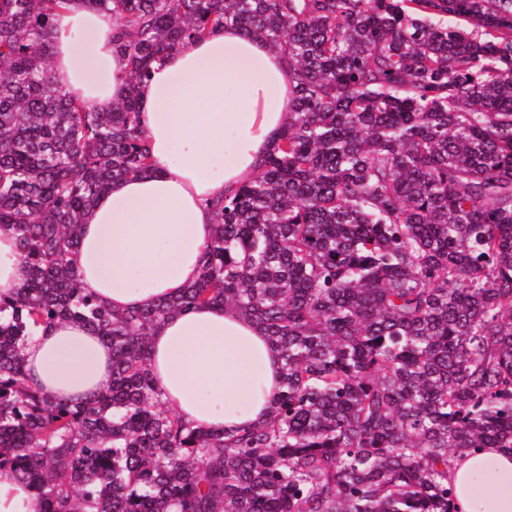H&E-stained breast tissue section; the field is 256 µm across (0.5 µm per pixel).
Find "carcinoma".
<instances>
[{
  "instance_id": "cac0c4a2",
  "label": "carcinoma",
  "mask_w": 512,
  "mask_h": 512,
  "mask_svg": "<svg viewBox=\"0 0 512 512\" xmlns=\"http://www.w3.org/2000/svg\"><path fill=\"white\" fill-rule=\"evenodd\" d=\"M85 2L133 88L233 26L287 59L292 103L198 279L115 313L74 262L98 196L149 170L136 97L93 112L52 80L70 0H0V226L27 268L0 300V467L43 512H454L450 460L512 449V0ZM201 304L279 351L267 423L207 432L160 399L149 338ZM58 320L112 348L83 405L24 383V343Z\"/></svg>"
}]
</instances>
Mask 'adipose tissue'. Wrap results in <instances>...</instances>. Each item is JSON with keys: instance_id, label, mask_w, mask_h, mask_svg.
Returning a JSON list of instances; mask_svg holds the SVG:
<instances>
[{"instance_id": "ef3b65f1", "label": "adipose tissue", "mask_w": 512, "mask_h": 512, "mask_svg": "<svg viewBox=\"0 0 512 512\" xmlns=\"http://www.w3.org/2000/svg\"><path fill=\"white\" fill-rule=\"evenodd\" d=\"M107 12L71 0L52 19L51 75L99 112L135 93L150 149L149 175L114 182L82 227L76 269L85 293L113 310L140 309L195 281L212 237L214 207L254 178L287 121L288 66L264 42L225 28L171 51L129 90L112 50ZM26 267L13 230L0 227V299L16 296ZM25 383L82 404L112 382V349L78 321L39 326L24 349ZM149 364L169 407L202 430L262 424L281 388L282 361L247 316L198 305L165 319ZM457 512H512V450L479 448L448 468ZM488 499L473 493L477 483ZM0 512H43L13 469H0Z\"/></svg>"}]
</instances>
